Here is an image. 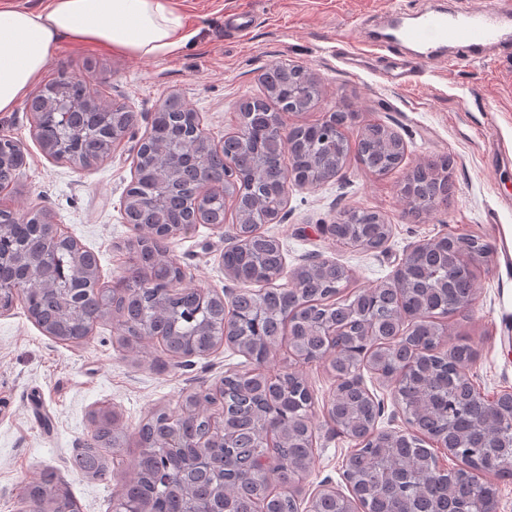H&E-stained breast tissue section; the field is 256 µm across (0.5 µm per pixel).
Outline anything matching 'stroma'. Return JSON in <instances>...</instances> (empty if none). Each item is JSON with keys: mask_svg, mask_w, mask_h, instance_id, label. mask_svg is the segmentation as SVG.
<instances>
[{"mask_svg": "<svg viewBox=\"0 0 512 512\" xmlns=\"http://www.w3.org/2000/svg\"><path fill=\"white\" fill-rule=\"evenodd\" d=\"M479 2L176 0L192 34L180 53L131 58L63 45L52 52L44 78L101 72L108 82L102 104L129 106L145 115L166 98L181 97L220 143L238 121L239 100L261 93L259 77L267 66L306 67L318 79L319 102L310 111L285 115L287 125L317 122L337 108L349 110L357 119L345 130L348 139H356L364 126L386 125L402 138L404 159L383 176L353 159L344 180L291 189L285 218L262 225V232L279 240L286 268L314 256L344 265L353 274L352 292L390 280L414 245L448 234L473 235L492 245L491 258L476 271L475 301L448 319L445 341L470 345L476 357L468 372L493 397L512 393V38L475 61L424 65L409 84L394 86L383 75L402 65V49H378L357 37L360 26L381 21L398 4L413 17ZM234 14L250 18L245 36L225 31V18ZM348 47L365 57L364 69L345 65ZM146 130V122H139L103 162L81 168L42 151L26 107L0 112V138L18 142L26 155L16 184L0 202L22 216L48 214L96 255L103 284H112L127 269V246L136 236L122 200L134 177L135 147ZM443 156L450 161L447 205L409 213L400 192L406 173ZM345 209L378 212L391 226L385 246L367 251L325 233V225ZM226 246L206 224L170 242L191 285L217 291L230 285L223 264ZM254 368L227 347L180 365L154 344L122 347L112 319L97 324L83 343L61 344L44 335L21 306L0 312V512H19L24 485L44 467L68 486L79 512H111L138 450L130 445L108 450L102 481L73 469V457L93 434L91 413L111 409L131 431L156 408H176L186 392ZM267 369L298 371L314 396L317 463L297 486L299 502L307 503L327 481L348 491L343 462L354 444L332 433L326 422L336 387L327 363L295 362L283 341Z\"/></svg>", "mask_w": 512, "mask_h": 512, "instance_id": "35a3bbf8", "label": "stroma"}]
</instances>
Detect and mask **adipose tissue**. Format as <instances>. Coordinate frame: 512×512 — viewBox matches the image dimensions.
<instances>
[{"label":"adipose tissue","instance_id":"ef3b65f1","mask_svg":"<svg viewBox=\"0 0 512 512\" xmlns=\"http://www.w3.org/2000/svg\"><path fill=\"white\" fill-rule=\"evenodd\" d=\"M189 39L174 0H49L39 11L0 0V112L32 94L60 44L151 58L176 54Z\"/></svg>","mask_w":512,"mask_h":512}]
</instances>
